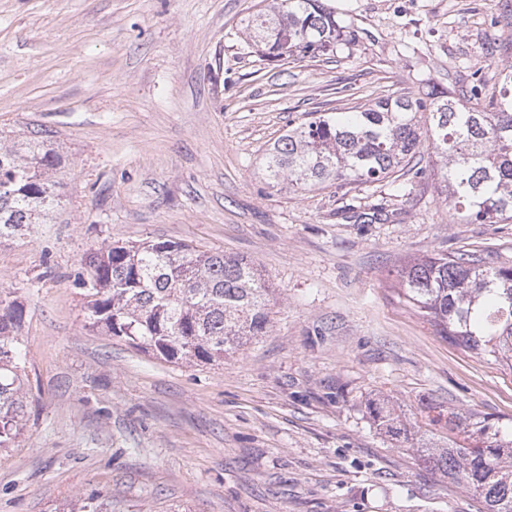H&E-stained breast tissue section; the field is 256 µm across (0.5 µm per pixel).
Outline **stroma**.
Listing matches in <instances>:
<instances>
[{
    "label": "stroma",
    "mask_w": 512,
    "mask_h": 512,
    "mask_svg": "<svg viewBox=\"0 0 512 512\" xmlns=\"http://www.w3.org/2000/svg\"><path fill=\"white\" fill-rule=\"evenodd\" d=\"M328 4L355 41L270 61L243 30L262 0H0V144L47 139L65 159L52 222L0 241L27 401L0 512L92 494L112 512H476L416 451L422 410L512 422V372L437 336L389 274L475 249L511 265L512 222L453 220L428 155L403 198L388 179L291 192L262 164L314 112L433 86L487 104L512 0ZM158 239L252 259L273 290L267 335L194 364L92 327L85 256ZM377 398L406 435L372 423Z\"/></svg>",
    "instance_id": "obj_1"
}]
</instances>
